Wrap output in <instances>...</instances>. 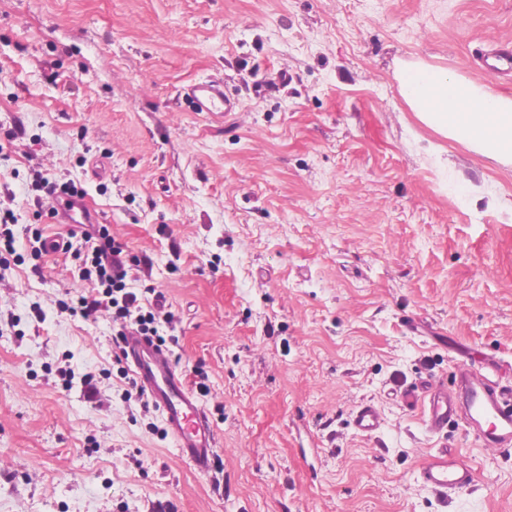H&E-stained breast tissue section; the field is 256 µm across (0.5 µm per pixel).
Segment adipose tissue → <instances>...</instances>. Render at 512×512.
<instances>
[{
	"instance_id": "1",
	"label": "adipose tissue",
	"mask_w": 512,
	"mask_h": 512,
	"mask_svg": "<svg viewBox=\"0 0 512 512\" xmlns=\"http://www.w3.org/2000/svg\"><path fill=\"white\" fill-rule=\"evenodd\" d=\"M397 80L420 121L470 150L512 165V96L419 63L403 68Z\"/></svg>"
}]
</instances>
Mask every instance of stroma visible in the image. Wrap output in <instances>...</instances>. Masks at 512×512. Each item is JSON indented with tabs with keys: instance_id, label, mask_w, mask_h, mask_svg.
<instances>
[{
	"instance_id": "obj_1",
	"label": "stroma",
	"mask_w": 512,
	"mask_h": 512,
	"mask_svg": "<svg viewBox=\"0 0 512 512\" xmlns=\"http://www.w3.org/2000/svg\"><path fill=\"white\" fill-rule=\"evenodd\" d=\"M511 48L512 0H0V512H512V450L401 401L463 363L512 382V167L395 78L420 60L512 95L486 72ZM211 75L239 99L219 122L177 95ZM38 172L140 258L177 369L211 389L220 484L126 398L109 316L62 311L94 283L36 257L35 228L70 231L35 215ZM442 448L477 486L419 482ZM382 420L380 410L371 403L361 405L355 414V425L357 429L366 435H372L378 432L382 426Z\"/></svg>"
}]
</instances>
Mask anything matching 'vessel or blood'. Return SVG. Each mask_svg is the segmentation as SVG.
<instances>
[{
	"label": "vessel or blood",
	"mask_w": 512,
	"mask_h": 512,
	"mask_svg": "<svg viewBox=\"0 0 512 512\" xmlns=\"http://www.w3.org/2000/svg\"><path fill=\"white\" fill-rule=\"evenodd\" d=\"M184 92L196 111L210 117L224 118L235 109L234 102L224 94L222 79L196 81L185 86ZM47 209L69 224L91 221V211L82 198L63 200L54 194ZM122 350L138 386L160 412L178 459L191 464L202 475L216 477L217 432L202 401L177 370L170 352L156 348L134 331L126 332ZM495 371L492 363L481 369L463 364L458 368L455 388L434 384L425 395L409 390L401 399L409 407L423 404L424 422L431 432H442L450 424L461 421L483 446L508 448L512 446V385L496 380ZM355 425L364 434H374L382 426V414L374 404H363L356 411ZM418 478L436 495L445 497L471 488L475 471L454 453L443 449L423 460Z\"/></svg>",
	"instance_id": "1"
}]
</instances>
